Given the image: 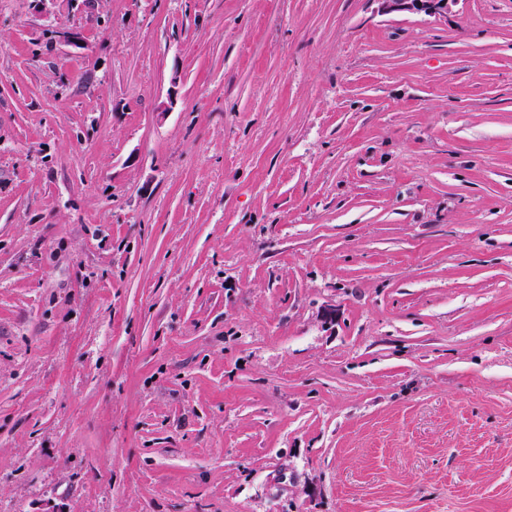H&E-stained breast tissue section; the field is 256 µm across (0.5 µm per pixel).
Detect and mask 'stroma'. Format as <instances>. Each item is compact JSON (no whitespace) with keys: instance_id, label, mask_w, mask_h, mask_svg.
<instances>
[{"instance_id":"1","label":"stroma","mask_w":512,"mask_h":512,"mask_svg":"<svg viewBox=\"0 0 512 512\" xmlns=\"http://www.w3.org/2000/svg\"><path fill=\"white\" fill-rule=\"evenodd\" d=\"M0 512H512V0H0ZM381 2L388 10H407L435 15L447 11L450 0H381Z\"/></svg>"}]
</instances>
